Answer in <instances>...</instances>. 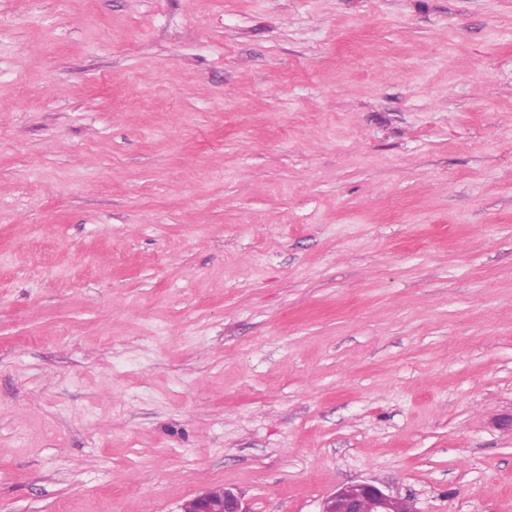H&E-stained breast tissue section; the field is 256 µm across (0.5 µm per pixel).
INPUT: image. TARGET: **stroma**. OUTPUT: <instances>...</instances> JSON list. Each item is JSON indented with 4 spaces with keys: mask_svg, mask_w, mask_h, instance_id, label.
<instances>
[{
    "mask_svg": "<svg viewBox=\"0 0 512 512\" xmlns=\"http://www.w3.org/2000/svg\"><path fill=\"white\" fill-rule=\"evenodd\" d=\"M512 512V0H0V512ZM402 499L371 483L338 488L323 502L321 512H403ZM214 489V488H212ZM212 489H208L197 495L194 499L193 511L183 508L184 512H247L242 506L240 497L224 488L219 496L212 494Z\"/></svg>",
    "mask_w": 512,
    "mask_h": 512,
    "instance_id": "35a3bbf8",
    "label": "stroma"
}]
</instances>
